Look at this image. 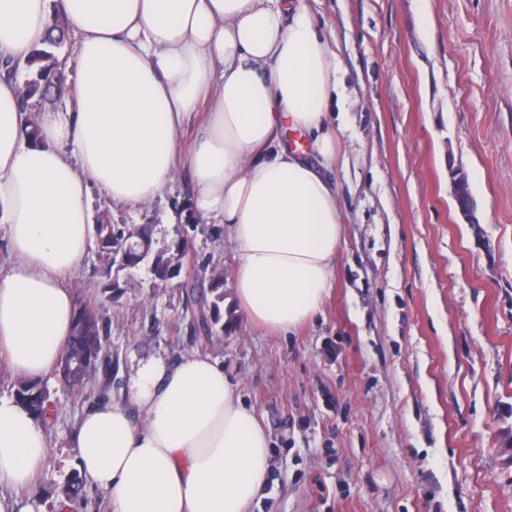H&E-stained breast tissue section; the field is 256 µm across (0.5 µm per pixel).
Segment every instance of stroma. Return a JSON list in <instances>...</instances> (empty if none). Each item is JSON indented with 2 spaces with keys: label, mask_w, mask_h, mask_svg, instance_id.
Segmentation results:
<instances>
[{
  "label": "stroma",
  "mask_w": 512,
  "mask_h": 512,
  "mask_svg": "<svg viewBox=\"0 0 512 512\" xmlns=\"http://www.w3.org/2000/svg\"><path fill=\"white\" fill-rule=\"evenodd\" d=\"M337 54L331 106L342 239L319 313L287 333L254 323L224 285L207 330L205 273L232 276L227 228L187 213L180 171L146 205L90 197L92 214L182 241L166 282L100 305L107 370L82 388L57 374L51 450L32 507L77 473L76 422L124 397L140 362L218 358L270 441L252 512H512V0H309ZM465 174L476 223L451 195Z\"/></svg>",
  "instance_id": "stroma-1"
}]
</instances>
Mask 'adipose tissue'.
Instances as JSON below:
<instances>
[{
  "mask_svg": "<svg viewBox=\"0 0 512 512\" xmlns=\"http://www.w3.org/2000/svg\"><path fill=\"white\" fill-rule=\"evenodd\" d=\"M76 39L66 109L37 115L6 73L42 47L52 15ZM336 53L306 0H0V360L17 376L54 370L72 333L69 275L90 244L89 195L137 206L177 170L235 244L233 286L250 320L292 330L328 293L342 219L329 116ZM211 110L198 122L201 99ZM195 128L188 151L180 140ZM307 147L288 146L286 129ZM84 484L111 512H250L270 470L267 433L215 358L142 363L125 398L79 417ZM43 426L0 397V512L44 475Z\"/></svg>",
  "mask_w": 512,
  "mask_h": 512,
  "instance_id": "adipose-tissue-1",
  "label": "adipose tissue"
}]
</instances>
